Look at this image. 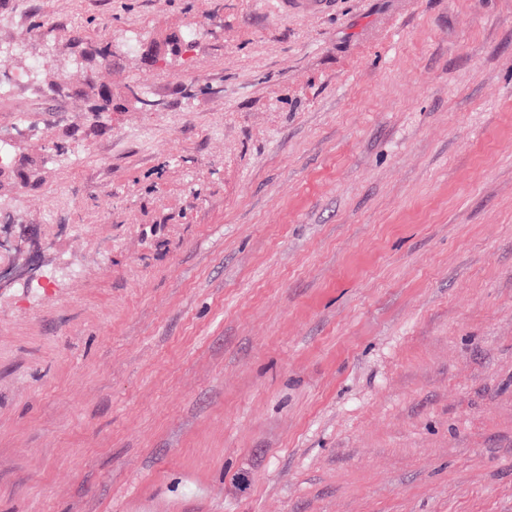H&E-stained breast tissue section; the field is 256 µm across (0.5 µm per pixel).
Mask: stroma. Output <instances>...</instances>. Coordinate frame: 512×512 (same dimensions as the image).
I'll return each mask as SVG.
<instances>
[{"instance_id": "1", "label": "stroma", "mask_w": 512, "mask_h": 512, "mask_svg": "<svg viewBox=\"0 0 512 512\" xmlns=\"http://www.w3.org/2000/svg\"><path fill=\"white\" fill-rule=\"evenodd\" d=\"M1 45L0 266L57 275L0 289V512H512V0H0ZM98 45L112 110L46 111ZM11 158V145L7 139L0 136V162L8 161ZM5 171L2 172L0 166V179L9 181L13 184H19L21 187H33L40 182V165L34 158H24L18 166L12 165L11 162L4 166Z\"/></svg>"}]
</instances>
